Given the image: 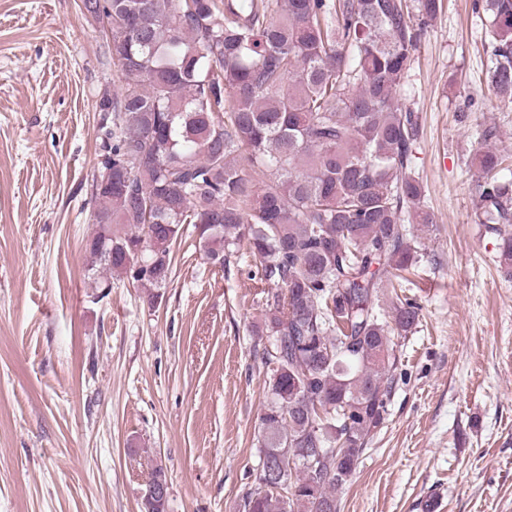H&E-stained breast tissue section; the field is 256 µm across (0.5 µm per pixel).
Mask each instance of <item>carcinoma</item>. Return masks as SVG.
I'll use <instances>...</instances> for the list:
<instances>
[{
    "instance_id": "obj_1",
    "label": "carcinoma",
    "mask_w": 512,
    "mask_h": 512,
    "mask_svg": "<svg viewBox=\"0 0 512 512\" xmlns=\"http://www.w3.org/2000/svg\"><path fill=\"white\" fill-rule=\"evenodd\" d=\"M443 0H82L122 75L98 104L91 287H163L185 226L224 266L241 241L267 285L268 403L259 453L288 455L243 512H339L398 384L394 337L419 323L401 296L423 269L410 225L435 224L412 172L418 117L397 91ZM486 80L512 101V0H484ZM421 22L415 24L411 14ZM486 146L476 208L512 269V180ZM264 177L256 184L244 167ZM327 448L330 466L304 464Z\"/></svg>"
}]
</instances>
